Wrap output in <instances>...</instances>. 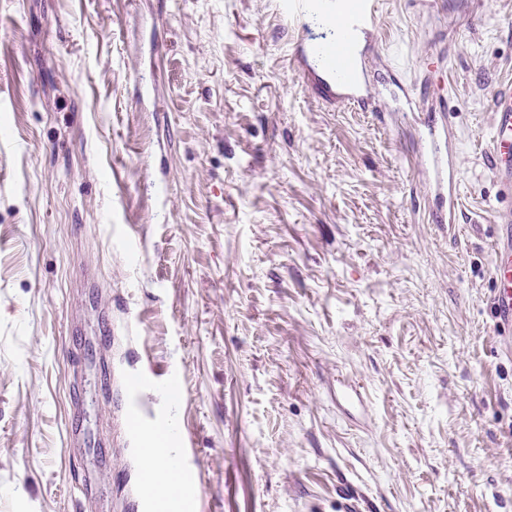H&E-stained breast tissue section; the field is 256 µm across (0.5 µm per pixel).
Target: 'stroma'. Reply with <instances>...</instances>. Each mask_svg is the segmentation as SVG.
Here are the masks:
<instances>
[{"instance_id":"obj_1","label":"stroma","mask_w":512,"mask_h":512,"mask_svg":"<svg viewBox=\"0 0 512 512\" xmlns=\"http://www.w3.org/2000/svg\"><path fill=\"white\" fill-rule=\"evenodd\" d=\"M293 37L274 0H0V512H129L148 363L196 512H512V0H381L372 90L409 99L381 117L316 100ZM491 163L495 175L512 190V84L499 86L490 104ZM429 114L425 119L429 139L423 153L426 165L432 172L437 207L432 214V224H460V187L456 167V139L448 126L446 113ZM445 148L446 155L442 153ZM447 156V158H446ZM498 231L493 244L496 270L495 314L498 323L512 327V208L498 216Z\"/></svg>"}]
</instances>
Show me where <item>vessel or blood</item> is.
<instances>
[{
	"instance_id": "vessel-or-blood-1",
	"label": "vessel or blood",
	"mask_w": 512,
	"mask_h": 512,
	"mask_svg": "<svg viewBox=\"0 0 512 512\" xmlns=\"http://www.w3.org/2000/svg\"><path fill=\"white\" fill-rule=\"evenodd\" d=\"M279 13L288 21L304 23L316 17L336 26L331 41H314L299 32L292 47L293 70L310 83L314 91L331 102H343L362 112L376 111L367 93L368 71L361 42L374 36L378 26L377 0H276ZM491 163L495 175L512 189V84L498 87L491 98ZM429 139L423 153L432 172L437 207L431 221L455 224L459 221L460 187L456 167V139L446 118L428 115ZM496 270L495 314L499 323L512 327V210L498 216L493 244ZM146 373L127 375L124 380L129 399L124 424L129 434L141 437L146 422L159 414L139 405ZM155 457L148 447L140 449V483L133 512H170L167 500L151 481Z\"/></svg>"
}]
</instances>
